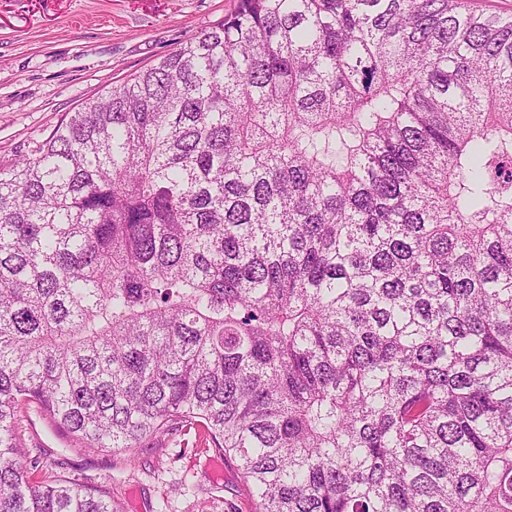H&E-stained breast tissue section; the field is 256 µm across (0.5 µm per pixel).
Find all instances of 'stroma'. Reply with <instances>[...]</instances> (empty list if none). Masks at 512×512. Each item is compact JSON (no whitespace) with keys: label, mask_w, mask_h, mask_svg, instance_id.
I'll use <instances>...</instances> for the list:
<instances>
[{"label":"stroma","mask_w":512,"mask_h":512,"mask_svg":"<svg viewBox=\"0 0 512 512\" xmlns=\"http://www.w3.org/2000/svg\"><path fill=\"white\" fill-rule=\"evenodd\" d=\"M234 0H0V166L30 154L70 112L156 64L231 10ZM178 428L129 453L98 451L37 410L27 454L103 489L118 512H252L234 455L192 450Z\"/></svg>","instance_id":"35a3bbf8"}]
</instances>
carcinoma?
<instances>
[{
    "label": "carcinoma",
    "instance_id": "cac0c4a2",
    "mask_svg": "<svg viewBox=\"0 0 512 512\" xmlns=\"http://www.w3.org/2000/svg\"><path fill=\"white\" fill-rule=\"evenodd\" d=\"M30 406L253 512H512V15L236 0L0 167V512H114ZM24 415L25 452L55 461L54 470L67 479L103 489L119 512H253L238 459L212 450L195 454L193 429L179 427L142 440L130 453H113L85 448L35 409Z\"/></svg>",
    "mask_w": 512,
    "mask_h": 512
}]
</instances>
